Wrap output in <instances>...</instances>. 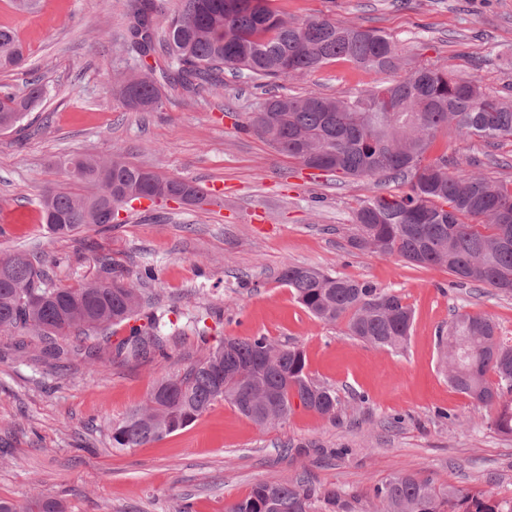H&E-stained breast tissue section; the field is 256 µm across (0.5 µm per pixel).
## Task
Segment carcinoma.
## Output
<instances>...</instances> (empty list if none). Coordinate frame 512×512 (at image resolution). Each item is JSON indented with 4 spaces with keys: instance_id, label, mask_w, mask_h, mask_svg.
I'll return each mask as SVG.
<instances>
[{
    "instance_id": "1",
    "label": "carcinoma",
    "mask_w": 512,
    "mask_h": 512,
    "mask_svg": "<svg viewBox=\"0 0 512 512\" xmlns=\"http://www.w3.org/2000/svg\"><path fill=\"white\" fill-rule=\"evenodd\" d=\"M159 13L157 0H132L127 42L141 58L164 57L158 69L148 65L117 79L120 96L135 110L157 108L166 85L194 95L217 88L226 69L272 83L340 60L368 71L407 65L381 30L327 18L290 21L273 0H183L178 12L162 20ZM25 62L15 33L0 28V70ZM43 97L37 81L0 90V130L22 129ZM448 129L490 144L512 142V96L490 94L446 70L411 67L401 80L355 99L273 94L245 127L306 169L345 178L384 176L405 187L399 195L363 201L349 237L352 248L443 268L462 285L512 295V181L456 176L447 159H428L436 133ZM64 167L75 182L99 192L46 191L42 218L55 235L100 226L105 214L133 200L170 197L194 205L204 199L192 181L163 177L117 157H71ZM101 268L103 280L60 288L41 258L26 252L0 257V333L39 338L43 356L56 362L80 353L92 362L103 352L125 360L166 356L163 315L146 310L143 297L151 269L132 279L107 257ZM280 279L312 316L328 324L346 321L354 339L388 351L407 345L413 312L395 291L308 265H287ZM123 324L127 336L112 341V328ZM91 333L96 343L82 351L63 344ZM199 340L205 349L201 359L156 382L143 405L112 422L113 448L158 442L219 402L262 427L285 422L296 400L322 418L336 419V392L310 377L301 348L266 336H226L214 346L203 335ZM440 345L448 383L491 410L490 426L512 436V345L500 341L491 319L470 313L454 315ZM490 374L495 381L488 380ZM317 503L321 512H364L359 496L321 489L304 478L260 482L225 512H315ZM370 505L373 512H512V499L451 484L438 487L411 473L375 485ZM0 512L64 507L40 495L1 499Z\"/></svg>"
}]
</instances>
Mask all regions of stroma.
Listing matches in <instances>:
<instances>
[{
  "instance_id": "1",
  "label": "stroma",
  "mask_w": 512,
  "mask_h": 512,
  "mask_svg": "<svg viewBox=\"0 0 512 512\" xmlns=\"http://www.w3.org/2000/svg\"><path fill=\"white\" fill-rule=\"evenodd\" d=\"M289 18L326 17L388 34L408 61L441 68L485 91L512 92V0H274ZM130 0H36L31 11L0 0V27L26 50L23 68L1 85L41 80L45 96L20 132L0 131V255L28 250L53 259L54 283L97 280L99 255L127 276L151 265L145 287L167 324L168 356L148 362L76 355L45 359L37 339L0 335V499L38 494L66 512H224L259 482L307 478L366 495L402 472L512 498V437L455 391L441 369L438 333L454 314L489 317L512 344V296L459 285L447 270L348 244L356 210L391 182L313 175L243 132L266 97L260 82L225 75L198 95L163 89L158 111L126 107L112 76L136 68L125 43ZM403 71H364L339 61L286 91L353 97L395 83ZM122 156L167 177L224 185V205L176 203L126 210L116 227L53 235L42 222L46 190L93 194L74 183L63 157ZM430 157L454 173L511 180L512 143L489 145L451 131ZM312 265L396 291L414 311L407 348L394 353L354 340L345 323L326 324L279 279L285 264ZM210 342L266 336L302 348L307 370L335 390V421L295 406L288 420L260 427L229 403L142 448L117 450L113 420L142 404L161 377L183 372Z\"/></svg>"
}]
</instances>
